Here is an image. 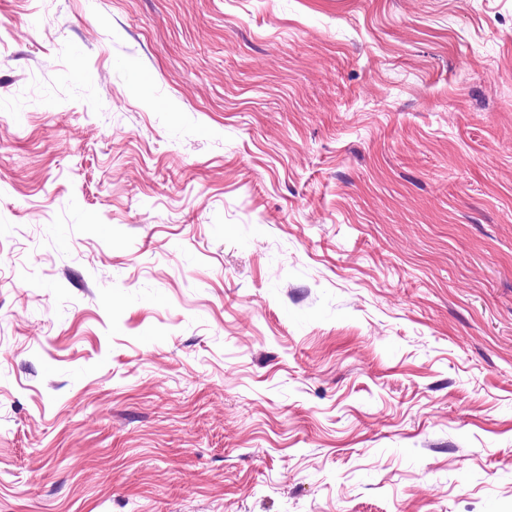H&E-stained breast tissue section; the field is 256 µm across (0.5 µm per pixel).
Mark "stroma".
<instances>
[{"label": "stroma", "mask_w": 512, "mask_h": 512, "mask_svg": "<svg viewBox=\"0 0 512 512\" xmlns=\"http://www.w3.org/2000/svg\"><path fill=\"white\" fill-rule=\"evenodd\" d=\"M0 512H512V0H0Z\"/></svg>", "instance_id": "35a3bbf8"}]
</instances>
